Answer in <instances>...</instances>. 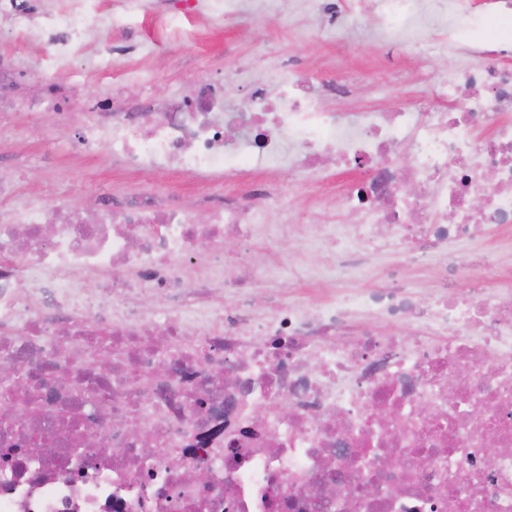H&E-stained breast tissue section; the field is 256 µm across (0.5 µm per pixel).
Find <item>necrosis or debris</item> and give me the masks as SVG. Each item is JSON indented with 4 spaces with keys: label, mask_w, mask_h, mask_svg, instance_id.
<instances>
[{
    "label": "necrosis or debris",
    "mask_w": 512,
    "mask_h": 512,
    "mask_svg": "<svg viewBox=\"0 0 512 512\" xmlns=\"http://www.w3.org/2000/svg\"><path fill=\"white\" fill-rule=\"evenodd\" d=\"M120 2L63 0L50 18L65 34L46 61L68 83L29 92L0 61V133L51 110L79 119L113 171L175 173L193 191L74 209L62 192L18 203L19 179H0V512H512V289L499 286L512 278V68L497 64L512 0H495L504 20L468 62L350 113L323 106L342 85L285 74L233 107L211 79L164 99L146 80L133 97L84 95L133 71L111 50L86 57V29L141 25L140 0ZM352 2L413 35L474 7ZM180 3L145 24L153 46L207 43L200 0ZM284 168L304 190L332 169L355 176L324 201L354 223L304 225L300 248L320 259L293 266L289 290L250 251L295 231L269 221L287 207ZM256 181L261 196L242 197ZM388 257L384 287L338 288ZM411 259L443 270L428 296L403 272ZM461 281L470 293L454 294ZM158 294L167 306L151 307ZM490 436L507 453L488 469ZM198 467L205 483L187 476Z\"/></svg>",
    "instance_id": "obj_1"
}]
</instances>
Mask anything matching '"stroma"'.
Masks as SVG:
<instances>
[{
	"instance_id": "1",
	"label": "stroma",
	"mask_w": 512,
	"mask_h": 512,
	"mask_svg": "<svg viewBox=\"0 0 512 512\" xmlns=\"http://www.w3.org/2000/svg\"><path fill=\"white\" fill-rule=\"evenodd\" d=\"M201 22L210 28L202 49L183 45L145 57L139 50L144 37L138 30L114 37L113 43L127 48L131 61L142 63L154 75L152 91L160 98L187 92L198 81L218 75L224 79L225 102L233 106L246 95L249 81L269 79L279 63L295 60L327 84L361 80L358 90L329 98L328 104L340 112H367L420 92L416 58L424 42L439 34L434 25H423L420 43L410 44L396 36L381 37L372 20L348 16L331 35L319 17L295 12L288 0L275 14L256 11L249 4L235 23L215 27L206 15ZM14 123L22 136L0 141V176L11 178L24 171L25 192L51 195L62 189L71 207L82 208L92 190L116 198L146 188L189 191L188 183L175 175L112 173L99 156L81 153L77 124L58 126L53 112L34 117L21 113ZM49 129L56 130L55 139H45Z\"/></svg>"
}]
</instances>
